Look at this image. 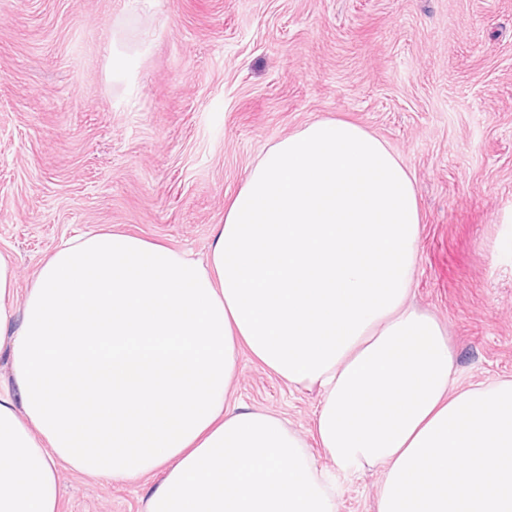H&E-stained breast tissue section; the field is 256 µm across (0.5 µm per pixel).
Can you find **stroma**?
Returning a JSON list of instances; mask_svg holds the SVG:
<instances>
[{"instance_id": "stroma-1", "label": "stroma", "mask_w": 512, "mask_h": 512, "mask_svg": "<svg viewBox=\"0 0 512 512\" xmlns=\"http://www.w3.org/2000/svg\"><path fill=\"white\" fill-rule=\"evenodd\" d=\"M319 118L363 126L413 177L411 299L446 325L457 385L512 378V0H0V249L19 293L92 229L205 257L264 150ZM229 401L307 440L319 396L244 351ZM311 453L335 512H375L379 470ZM59 484L61 512H142L150 487L65 465Z\"/></svg>"}]
</instances>
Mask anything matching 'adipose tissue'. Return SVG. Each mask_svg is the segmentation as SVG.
<instances>
[{"mask_svg":"<svg viewBox=\"0 0 512 512\" xmlns=\"http://www.w3.org/2000/svg\"><path fill=\"white\" fill-rule=\"evenodd\" d=\"M421 216L376 135L320 119L270 145L205 259L119 230L74 236L26 295L0 251V512H60L58 468L155 476L144 512H334L277 415L230 406L238 351L317 389L312 437L378 468L376 512H512V380L453 388L408 301Z\"/></svg>","mask_w":512,"mask_h":512,"instance_id":"obj_1","label":"adipose tissue"}]
</instances>
